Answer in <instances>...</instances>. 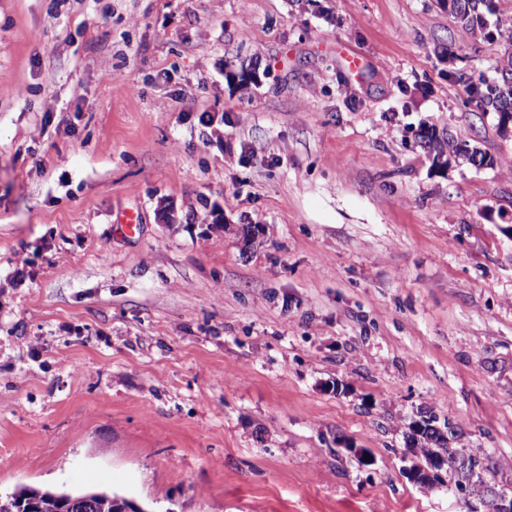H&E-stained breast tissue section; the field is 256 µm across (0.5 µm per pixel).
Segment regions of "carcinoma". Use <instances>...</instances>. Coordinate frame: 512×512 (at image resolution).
<instances>
[{"label": "carcinoma", "mask_w": 512, "mask_h": 512, "mask_svg": "<svg viewBox=\"0 0 512 512\" xmlns=\"http://www.w3.org/2000/svg\"><path fill=\"white\" fill-rule=\"evenodd\" d=\"M455 9L452 18L458 26L471 31L486 32L488 22L486 14L492 12V0H453ZM473 90L472 99L482 112L512 113V61L496 69L492 82L480 81L479 87L469 83ZM448 151L464 156L469 162L475 158H485L486 154L463 142H448ZM458 427L446 422L444 428L436 426V417L429 416L421 420L418 428L411 430L407 446L422 445L432 449V455L445 461L448 473L456 477V486H484L485 476L495 477L498 463L491 455L479 457L465 455L464 452L450 446L457 438ZM127 501L110 491H67L35 490L22 488L6 498L0 497V512H126Z\"/></svg>", "instance_id": "cac0c4a2"}]
</instances>
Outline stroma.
<instances>
[{
    "label": "stroma",
    "mask_w": 512,
    "mask_h": 512,
    "mask_svg": "<svg viewBox=\"0 0 512 512\" xmlns=\"http://www.w3.org/2000/svg\"><path fill=\"white\" fill-rule=\"evenodd\" d=\"M511 60L438 0H0V496L483 512L406 440L512 487V129L459 80ZM417 429H411L407 439V447H415L419 444L422 447L432 448V455L443 459L448 465V473L456 477V486L466 488L467 485L488 486L484 477L489 475L493 479L498 473V463L491 455L482 453L480 457L473 458L459 451L458 448L449 446L450 441L458 436L457 426L449 420L444 424L445 431L435 425L436 417L423 416ZM467 459L466 463L459 467L453 466L456 459ZM475 479V480H474Z\"/></svg>",
    "instance_id": "35a3bbf8"
}]
</instances>
